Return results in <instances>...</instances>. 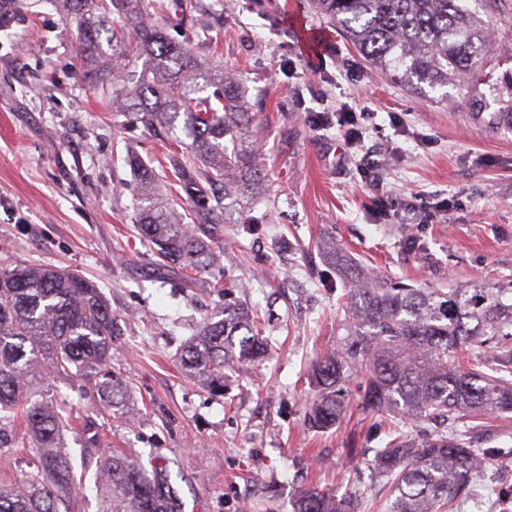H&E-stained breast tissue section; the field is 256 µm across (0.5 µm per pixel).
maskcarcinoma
Wrapping results in <instances>:
<instances>
[{"label": "carcinoma", "mask_w": 512, "mask_h": 512, "mask_svg": "<svg viewBox=\"0 0 512 512\" xmlns=\"http://www.w3.org/2000/svg\"><path fill=\"white\" fill-rule=\"evenodd\" d=\"M79 28V58L92 86L111 96L124 126L166 135L175 145L171 184L190 199L186 223L157 193L159 175L135 155L133 208L140 235L167 267L196 275L224 257L205 225L230 224L227 212L264 179L249 127L255 113L242 97L234 71L213 67L170 40L151 21L146 0H55ZM185 0H153L169 19ZM348 43L375 69L411 92L463 86L489 63L487 30L480 14L496 0H313ZM107 33L112 52L103 49ZM142 67V76L124 74ZM508 98L497 100L488 123L512 121ZM236 143L229 150L225 139ZM346 341L315 360L317 394L305 421L324 431L347 408L350 377L361 375L360 410L387 415L390 440L375 450L372 466L390 487L387 512H454L459 492L477 485L485 452L470 448L450 428L467 419L512 413V277L492 288H420L383 279H358L344 294ZM115 315L97 286L51 267L0 268V431L21 419L37 449L20 484L0 483V512H71L76 474L60 450L70 422L64 403L38 399L31 386L41 373L71 374L94 384L102 402L128 400L122 376L112 371ZM490 358L463 362L465 348ZM267 343L254 313L224 304V317L199 325L180 349L184 371L210 391L224 393L228 372L261 361ZM435 422L411 439L400 427ZM100 512H176L169 476L149 471L123 454L102 456L96 475ZM295 512H357L352 495L317 487L303 490Z\"/></svg>", "instance_id": "carcinoma-1"}]
</instances>
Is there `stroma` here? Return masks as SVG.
Masks as SVG:
<instances>
[{
	"instance_id": "1",
	"label": "stroma",
	"mask_w": 512,
	"mask_h": 512,
	"mask_svg": "<svg viewBox=\"0 0 512 512\" xmlns=\"http://www.w3.org/2000/svg\"><path fill=\"white\" fill-rule=\"evenodd\" d=\"M191 3L166 33L237 73L266 172L243 201L245 223L225 228L228 258L203 286L157 266L135 229L124 158L154 162L169 143L125 130L111 98L92 90L75 22L49 0H20L0 28V267L50 265L93 281L118 318L112 367L133 399L131 410L111 409L79 378L41 380L46 399L70 403L100 433L95 448L78 426L61 434L85 476L72 512H99L93 478L106 450L168 471L181 512H293L311 486L355 492L368 512L389 497L366 464L388 423L352 402L335 428L309 429L308 370L343 342L340 298L352 278L451 288L512 274V127H489L467 105L472 94L494 104L512 72V0L484 16L491 63L444 99L371 67L310 0ZM359 99L375 114L365 143L382 166L377 182L360 174L336 122ZM319 112L323 123L312 124ZM331 242L349 272L328 260ZM229 296L260 311L268 354L216 397L176 352ZM22 431L18 423L0 438L2 482L28 469ZM457 434L503 451L457 512H512L500 494L512 483V418L487 416Z\"/></svg>"
}]
</instances>
